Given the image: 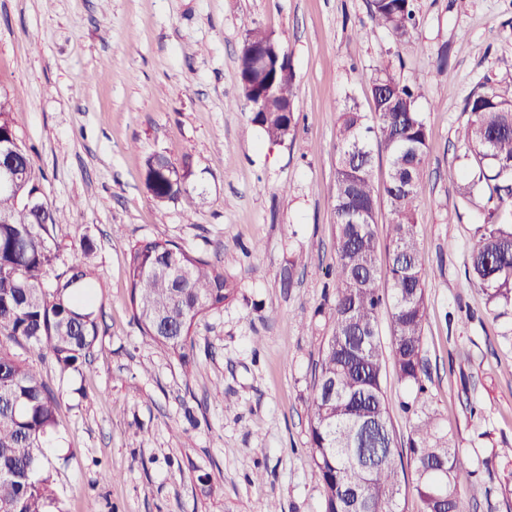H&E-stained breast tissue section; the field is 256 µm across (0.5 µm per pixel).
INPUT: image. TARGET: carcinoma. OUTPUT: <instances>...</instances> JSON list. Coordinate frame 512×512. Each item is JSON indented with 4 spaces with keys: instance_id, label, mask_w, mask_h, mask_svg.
I'll return each instance as SVG.
<instances>
[{
    "instance_id": "1",
    "label": "carcinoma",
    "mask_w": 512,
    "mask_h": 512,
    "mask_svg": "<svg viewBox=\"0 0 512 512\" xmlns=\"http://www.w3.org/2000/svg\"><path fill=\"white\" fill-rule=\"evenodd\" d=\"M369 13L396 40L410 41L416 26L413 0H369ZM238 67L252 122L270 143L283 142L295 122L288 51L256 24L246 31ZM370 80L373 123L348 105L337 124L336 293L332 331L307 405L308 458L323 486L324 512H399L409 490L421 512H462L460 487L473 471L429 408L423 359L427 304L417 211L428 133L418 111L420 86L400 81L384 63ZM464 111L469 118L461 140L471 170L465 178L448 170V183L468 201L481 186L489 190L466 276L493 310L512 309V99L488 87L472 93ZM11 112L9 101L0 99V142L17 144L14 188L0 190V512H46L49 484L39 474L45 467L43 445L56 428L57 403L40 374L4 350L3 342L46 351L63 372L79 370L98 337L96 272L85 263L72 265L46 285L58 259L49 227L63 223L64 216L44 199ZM375 146L387 152L390 165L383 267L374 231ZM182 171L179 179L162 161L146 158L145 180L157 203L188 193L190 164L183 163ZM128 274L142 335L181 359L198 319L223 306L237 288L221 260H204L170 240L135 245ZM383 279L390 287H380ZM384 305L391 322L386 347L377 331ZM389 363L409 393L402 408L414 416L405 448L394 434L383 388Z\"/></svg>"
}]
</instances>
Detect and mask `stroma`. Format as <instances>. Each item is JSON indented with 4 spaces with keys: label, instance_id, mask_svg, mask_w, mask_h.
<instances>
[{
    "label": "stroma",
    "instance_id": "stroma-1",
    "mask_svg": "<svg viewBox=\"0 0 512 512\" xmlns=\"http://www.w3.org/2000/svg\"><path fill=\"white\" fill-rule=\"evenodd\" d=\"M416 8L404 44L372 23L368 0H0V97L65 216L51 244L97 272L90 365L64 373L11 348L58 404L49 512H323L306 404L335 293L337 119L348 103L372 117L381 60L419 80L429 134L418 243L430 406L472 463L464 512H512V315L466 278L480 206L448 182L468 164L467 97L485 84L512 99V0ZM254 22L295 73L297 124L277 145L238 77ZM154 153L190 163L187 197L152 199ZM146 239L221 259L240 282L198 321L184 361L147 344L133 316L127 258ZM296 254L305 263L289 269Z\"/></svg>",
    "mask_w": 512,
    "mask_h": 512
}]
</instances>
